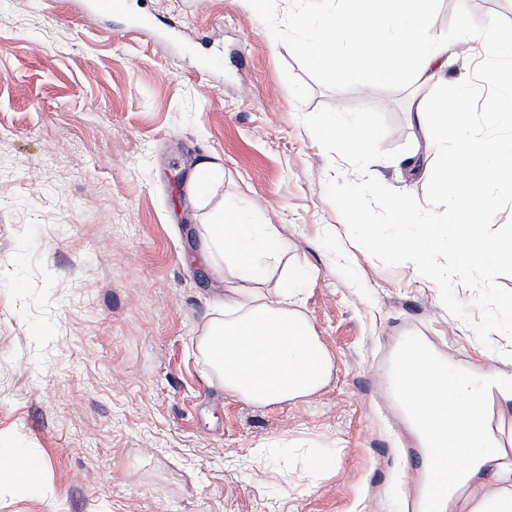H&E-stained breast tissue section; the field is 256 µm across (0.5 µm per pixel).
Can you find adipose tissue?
I'll use <instances>...</instances> for the list:
<instances>
[{
	"mask_svg": "<svg viewBox=\"0 0 512 512\" xmlns=\"http://www.w3.org/2000/svg\"><path fill=\"white\" fill-rule=\"evenodd\" d=\"M432 0H340L317 17L294 22L305 31L300 46L318 65H331L338 79L370 64L389 78L411 74L418 87L435 84L448 67L447 47L425 30ZM200 257L216 273L230 268L239 281L226 285L205 320L196 345L225 396L255 407L305 402L329 382L333 360L300 310L297 289L270 287L288 244L274 224L256 223L244 210L217 206L198 228ZM409 399L422 418L458 441L459 493L455 512H512V461L489 444L480 429L482 403L468 384L448 386L429 372L414 373ZM456 400L457 416L448 402ZM495 463V492L474 484Z\"/></svg>",
	"mask_w": 512,
	"mask_h": 512,
	"instance_id": "ef3b65f1",
	"label": "adipose tissue"
}]
</instances>
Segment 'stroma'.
Masks as SVG:
<instances>
[{
	"label": "stroma",
	"instance_id": "1",
	"mask_svg": "<svg viewBox=\"0 0 512 512\" xmlns=\"http://www.w3.org/2000/svg\"><path fill=\"white\" fill-rule=\"evenodd\" d=\"M0 0V447L38 459L36 490L0 483V512H414L419 439L392 387L403 337L426 336L471 380L512 385V337L481 344L480 312L450 314L414 265L355 244L326 195L360 175L304 125L328 106H374L391 160L384 185L424 197L433 166L410 115L427 97L370 68L345 81L312 65L290 14L320 0ZM512 39V0H470ZM173 22L171 38L126 16ZM224 171L209 207L196 165ZM279 225L301 310L334 361L308 402L257 408L224 396L196 337L232 270L197 255L210 206ZM329 458L312 469L314 455Z\"/></svg>",
	"mask_w": 512,
	"mask_h": 512
}]
</instances>
